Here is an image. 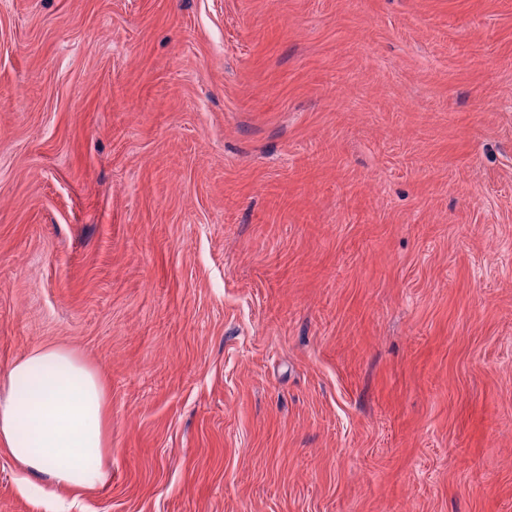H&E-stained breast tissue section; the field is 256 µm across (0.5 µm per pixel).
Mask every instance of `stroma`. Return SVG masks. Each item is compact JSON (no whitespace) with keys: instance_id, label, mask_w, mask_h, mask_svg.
I'll use <instances>...</instances> for the list:
<instances>
[{"instance_id":"35a3bbf8","label":"stroma","mask_w":512,"mask_h":512,"mask_svg":"<svg viewBox=\"0 0 512 512\" xmlns=\"http://www.w3.org/2000/svg\"><path fill=\"white\" fill-rule=\"evenodd\" d=\"M37 345L108 386L67 512H512V0H0Z\"/></svg>"}]
</instances>
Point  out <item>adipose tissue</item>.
Returning a JSON list of instances; mask_svg holds the SVG:
<instances>
[{
	"mask_svg": "<svg viewBox=\"0 0 512 512\" xmlns=\"http://www.w3.org/2000/svg\"><path fill=\"white\" fill-rule=\"evenodd\" d=\"M107 391L76 351L38 346L0 374V447L66 492L101 487L109 448Z\"/></svg>",
	"mask_w": 512,
	"mask_h": 512,
	"instance_id": "obj_1",
	"label": "adipose tissue"
}]
</instances>
